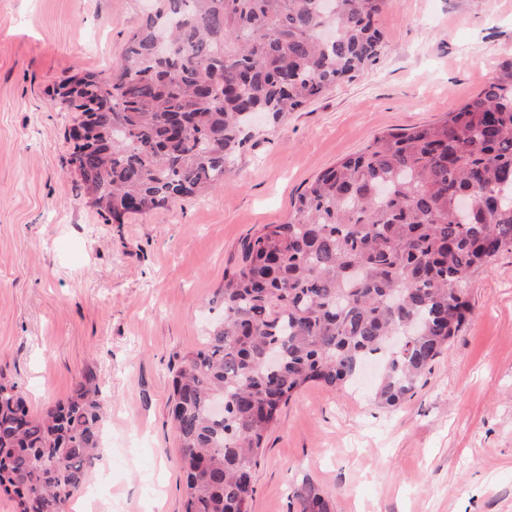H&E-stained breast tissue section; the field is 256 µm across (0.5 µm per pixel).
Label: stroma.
<instances>
[{"mask_svg":"<svg viewBox=\"0 0 512 512\" xmlns=\"http://www.w3.org/2000/svg\"><path fill=\"white\" fill-rule=\"evenodd\" d=\"M146 0H0V374L30 414L94 371L107 452L73 494L87 512H183L173 378L223 315L224 275L287 222L325 169L381 132L437 122L512 58V0H391L376 61L280 120L261 119L223 188L105 222L66 163L72 113L52 91L111 78ZM472 314L411 397L317 383L282 406L252 512H512V250L468 285ZM296 496L302 505L301 512H330L328 500L312 484L302 487Z\"/></svg>","mask_w":512,"mask_h":512,"instance_id":"obj_1","label":"stroma"}]
</instances>
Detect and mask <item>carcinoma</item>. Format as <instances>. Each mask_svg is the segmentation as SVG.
<instances>
[{
    "label": "carcinoma",
    "instance_id": "1",
    "mask_svg": "<svg viewBox=\"0 0 512 512\" xmlns=\"http://www.w3.org/2000/svg\"><path fill=\"white\" fill-rule=\"evenodd\" d=\"M389 0H153L110 81L55 91L86 131L79 178L117 223L221 188L252 137L373 63ZM167 24L171 49L155 35ZM441 121L385 132L322 172L284 224H266L224 275L223 319L173 380L185 512H252V473L282 405L382 365L374 400L396 409L465 324L471 275L512 248V59ZM102 390L31 417L0 374V494L65 506L98 460ZM301 512H330L318 488Z\"/></svg>",
    "mask_w": 512,
    "mask_h": 512
}]
</instances>
